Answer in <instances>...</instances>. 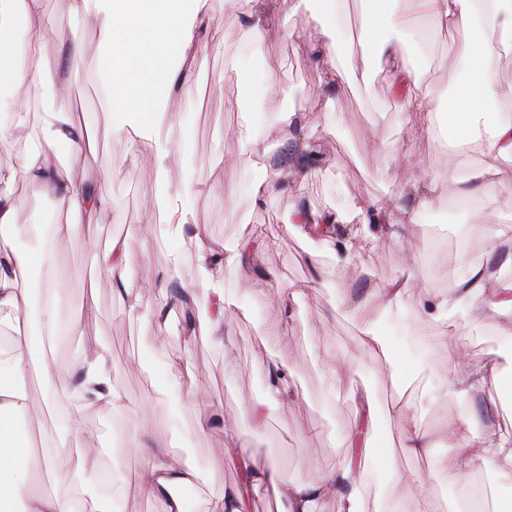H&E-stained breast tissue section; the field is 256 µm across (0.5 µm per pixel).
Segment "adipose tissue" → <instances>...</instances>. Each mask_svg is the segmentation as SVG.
<instances>
[{"instance_id": "obj_1", "label": "adipose tissue", "mask_w": 512, "mask_h": 512, "mask_svg": "<svg viewBox=\"0 0 512 512\" xmlns=\"http://www.w3.org/2000/svg\"><path fill=\"white\" fill-rule=\"evenodd\" d=\"M66 4L70 15L97 31L110 60L100 81L111 117L101 132L87 133L82 148L93 149L97 137L120 136L134 126L138 129L136 146L153 152L159 171H166L173 147L169 138L160 133L165 114L155 98L138 90L137 85L140 79L157 77L166 95L180 90L177 73L165 70L164 65L174 57L192 64L197 62L193 36L185 31L183 18L185 13H192L199 27L209 28L208 0H66ZM360 4L358 43L363 67L371 68L377 59L386 60L403 106L412 111L428 110L429 102L420 91L417 67L404 51L410 25L398 8V0H360ZM417 6L427 22L478 33L464 48L471 75L440 112L448 125L459 131L460 143L486 144L481 164L472 177L498 182L501 203L511 208L512 175L504 170L502 162L512 158V120L492 122L488 115L493 102L512 98V84L500 82L491 53L493 45L512 44V0H417ZM20 22L34 31L22 45L16 40V25ZM52 25L43 0H0V136L28 120V108L20 103L19 94L44 79L51 45L43 34ZM70 125L71 116L65 109L45 107L37 115L36 146L21 156L19 164L0 167V185L10 186L22 175L54 193L58 208L92 215L103 210L107 202L90 195L86 178L73 172L70 154L62 148L68 140ZM16 214L12 200L0 201V307L21 313L28 310L33 300V288L28 283L30 270L47 266L53 243L70 241L77 227L51 225V241L26 250L18 244L22 227L16 222ZM415 221L414 211L405 212L403 222L399 223L388 205L377 202L368 206L345 195L333 211L298 213L295 223L287 224L286 229L294 231L299 222L313 226L360 225L361 240L347 239L338 244L336 262L344 265L359 258L363 242L383 232L398 233L403 224ZM255 261V254L242 245L211 240L198 244L202 275L192 290L212 299L214 315L207 319L206 326L216 342H223L224 321L238 303L217 287L215 279L224 267L232 265L245 270ZM486 283L485 272L474 268L450 294L429 293L419 305L422 335H431L432 324L446 323L440 348L450 363L460 362L463 354L458 326L453 320L456 312L489 308L501 320L504 331L512 333V283L499 286L489 303L484 300ZM26 344V336L20 333L15 336L12 348L0 351V512H105L101 499L59 485L47 491L30 477L31 472L41 469L53 475L66 472L78 479L85 478L98 470L102 452L88 439L73 455L56 448L34 455L29 437L18 426L28 407L30 368L22 352ZM80 375L78 384L71 389L72 394L81 398L70 409V419L75 424L81 421L87 406L114 407L121 401L112 385L108 351H99L87 359L80 367ZM477 388L498 396L512 392V372L469 364L448 386L449 392L460 397L469 396ZM366 408L365 420L349 430L348 440L361 444L366 452H373L380 421L385 418L396 422L408 454L427 455L429 433L401 407L389 408L381 415L374 403H367ZM446 433L459 450V473H468L475 456L480 454L498 476L512 477V427L497 430L492 438L481 441L475 434L473 415L461 413L449 418ZM244 465L249 473L248 486L220 491L210 512H248L252 495L268 485L279 489L287 512H323L324 503L332 496L338 499L337 512H364L361 489L353 479L351 466L318 473L306 483H284L274 462L248 457ZM196 476L194 467L176 463L167 452L154 449L145 467L136 473L132 487L146 497L165 496V512H186L183 500L173 496L171 490L192 484Z\"/></svg>"}]
</instances>
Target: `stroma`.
<instances>
[{
	"label": "stroma",
	"instance_id": "1",
	"mask_svg": "<svg viewBox=\"0 0 512 512\" xmlns=\"http://www.w3.org/2000/svg\"><path fill=\"white\" fill-rule=\"evenodd\" d=\"M44 4L54 19L51 40L58 51L49 57L47 82L32 90V106L41 110L49 88L63 86V105L73 117L71 134L103 126L99 36L83 30L65 0ZM268 7L276 33L262 42L246 36L243 11L226 9L224 0H210L209 6L221 45L210 46L202 32L193 34L199 62L184 72L180 121L172 129L177 150L167 180L174 190L188 180L210 190L187 199L186 224L174 227L160 215L145 223L143 202L157 190V164L152 154L134 150L128 134L100 139L95 153L72 158L75 171L95 169L93 189L108 202L94 222L57 208L54 198L32 182H14L18 223L75 222L82 232L52 252L50 276L64 291L62 317L75 321L76 333L50 348V380L31 369L26 431L34 441L51 440L70 450L83 438L94 439L105 450L103 469L129 479L145 461L131 426L146 423L152 447L192 461L201 473L187 490L188 512H206L217 495L211 472L221 473L228 489L240 481L243 439L250 454L272 458L287 483L353 463L368 512H373L378 495L390 492L404 493L405 512H420L423 500L432 497L454 502L463 490L484 489L490 468L478 460L469 473H458L456 451L443 435L445 421L461 411L471 413L483 438L512 422V411L501 414L486 390L465 398L443 394L433 404H420L423 386L438 376L452 377L457 368L439 352L437 338L419 335L415 303L427 291L455 288L472 263L481 265L489 287H496L502 273L495 265L512 267V243L496 239L495 231L498 225L512 224V209L496 207L498 185L472 181L464 190L481 199L482 207L459 210L455 198L441 196L431 208L418 209L416 223L407 225L401 236L381 235L362 259L341 266L334 263L335 240L286 232L289 213L299 208L333 210L345 193L366 204L385 201L395 210L413 206L403 178L405 166L425 165L442 178L464 174L479 166L482 149H460L435 115L405 110L385 63H375L365 79L343 75L325 80L332 54L324 47V37L306 27L299 0H269ZM472 37L464 30L432 31L429 59L421 64V88L430 103L438 102L440 90L463 81L468 70L463 48ZM242 66L258 77L273 74L280 88L276 96L256 102L252 115L236 106L243 89L235 70ZM279 112L293 113L295 123L277 121ZM254 129L264 134L274 164H282L291 144L306 140L320 145L321 166L308 169L300 183L284 179L255 201L250 186L260 173L241 148ZM338 173L343 183H336ZM453 211L465 231L462 250L435 242L429 234L431 226ZM245 234L259 255L251 278L265 295L254 300L243 294L242 272L225 268L220 285L225 293L239 295L243 306L226 320L224 342L217 345L189 330L210 315L208 301L200 296L184 299L179 291L201 276L199 240L234 244ZM115 238L127 240L135 255L125 281L107 278L97 265L98 254ZM299 282L313 283L314 288L300 299L285 298L289 284ZM394 283L404 286L408 306L383 302V292ZM129 284H150L168 296L171 314L164 336H154L151 322L130 311L124 293ZM460 321L467 361L498 366L512 335H504L489 311L461 316ZM373 324L405 358L412 374L401 386H393L381 361L368 358L360 368L359 391L371 390L381 409L401 404L434 437L428 455L417 458L400 447L395 424L382 425L375 445L393 459L388 472L359 461L349 448L346 434L360 412L361 396L351 393L348 381L331 382L325 367L336 353L357 348L361 329ZM103 345L110 351L120 408L88 407L77 427L56 419L52 393L72 381L77 355H93ZM173 361L191 371L177 409L144 408L146 395L163 382ZM277 363L285 366L288 398L268 408L262 422H254L249 410L264 400L268 374ZM428 469L434 477L422 491H404L403 477Z\"/></svg>",
	"mask_w": 512,
	"mask_h": 512
}]
</instances>
